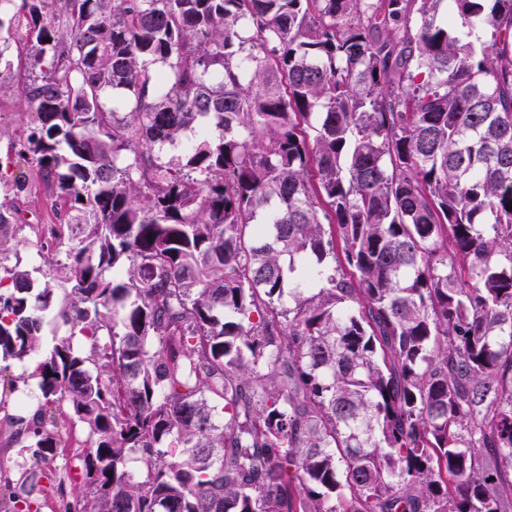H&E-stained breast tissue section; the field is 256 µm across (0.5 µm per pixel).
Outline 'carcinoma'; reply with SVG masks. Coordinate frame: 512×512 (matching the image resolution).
I'll return each mask as SVG.
<instances>
[{
  "mask_svg": "<svg viewBox=\"0 0 512 512\" xmlns=\"http://www.w3.org/2000/svg\"><path fill=\"white\" fill-rule=\"evenodd\" d=\"M19 20L0 192L37 168L59 223L43 281L0 264V512H512V0ZM11 67H5L1 64L0 80L3 84L0 90V126L10 133L19 132L34 122L35 114L28 111L21 101L17 92L19 82L23 81L24 76L28 75L29 64L18 70L15 54L10 57Z\"/></svg>",
  "mask_w": 512,
  "mask_h": 512,
  "instance_id": "carcinoma-1",
  "label": "carcinoma"
}]
</instances>
